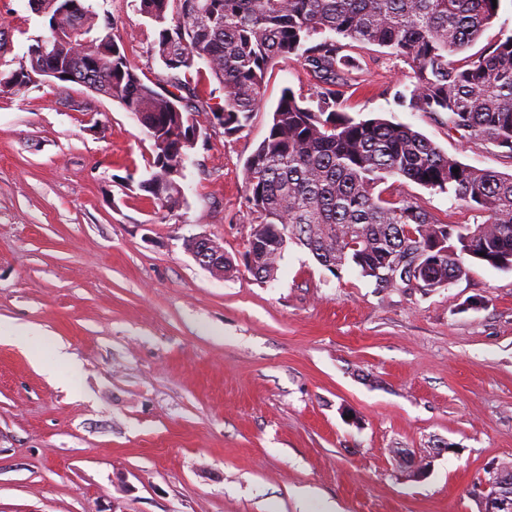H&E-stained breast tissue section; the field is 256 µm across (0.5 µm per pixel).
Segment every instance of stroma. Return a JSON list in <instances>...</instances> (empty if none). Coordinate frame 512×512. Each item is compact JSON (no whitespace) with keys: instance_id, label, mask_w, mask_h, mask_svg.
I'll return each mask as SVG.
<instances>
[{"instance_id":"obj_1","label":"stroma","mask_w":512,"mask_h":512,"mask_svg":"<svg viewBox=\"0 0 512 512\" xmlns=\"http://www.w3.org/2000/svg\"><path fill=\"white\" fill-rule=\"evenodd\" d=\"M109 16L145 83L165 73L157 29L133 0ZM45 20L0 0V71ZM346 112L410 125L463 164L512 173V156L394 101L403 61L361 51ZM247 126L225 135L208 72L190 84L202 135L179 208L138 187L152 143L119 102L84 85L0 91V512H480L489 465L512 467V270L474 263L445 288H379L288 243L275 281L243 266L255 226L242 170L283 89L310 97L295 58L276 59ZM436 219L479 211L410 181ZM222 242L217 278L185 242ZM32 339L6 342L13 326ZM64 348L70 363L56 359ZM432 459L423 480L394 452Z\"/></svg>"}]
</instances>
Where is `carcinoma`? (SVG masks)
Wrapping results in <instances>:
<instances>
[{
  "label": "carcinoma",
  "mask_w": 512,
  "mask_h": 512,
  "mask_svg": "<svg viewBox=\"0 0 512 512\" xmlns=\"http://www.w3.org/2000/svg\"><path fill=\"white\" fill-rule=\"evenodd\" d=\"M41 2L43 17L61 32L47 52L69 74L56 88L83 83L148 118L143 130L154 156L138 187L167 210L182 201L173 171L196 127L190 70L201 61L218 81L224 105L216 119L232 135L262 103L270 62L300 60L314 81L317 109L284 89L268 135L242 171L256 243L245 267L255 278L275 280L290 241L332 272L355 266L379 288L410 284L401 275L381 283L399 256L408 265L418 257L425 263L423 288L448 286L467 274L470 262L512 270V174L465 165L407 124L358 120L343 111L339 96V88L356 83L346 48H384L415 78L396 91L398 106L428 112L512 156V33L462 64L452 60L492 24L498 13L492 0H137L138 12L158 29L153 52L167 71L158 89L132 68L109 19L92 6L72 14L68 0ZM36 47L38 38L18 68L0 72L1 88L20 91L32 83L23 68L35 70ZM390 178L447 194L485 220L473 227L442 223L416 199H385L376 188Z\"/></svg>",
  "instance_id": "1"
}]
</instances>
